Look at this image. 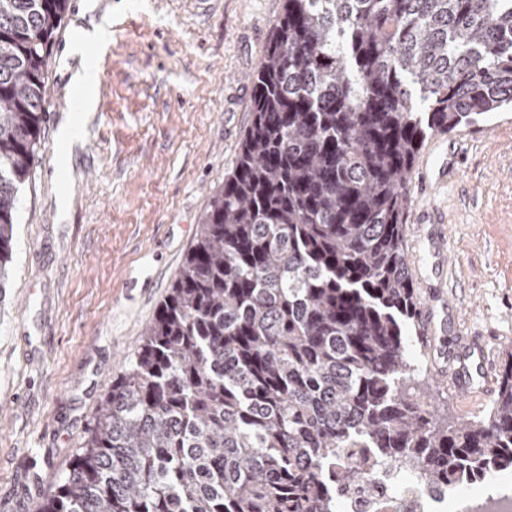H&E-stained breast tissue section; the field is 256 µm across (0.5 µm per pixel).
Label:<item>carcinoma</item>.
<instances>
[{
  "label": "carcinoma",
  "instance_id": "carcinoma-1",
  "mask_svg": "<svg viewBox=\"0 0 512 512\" xmlns=\"http://www.w3.org/2000/svg\"><path fill=\"white\" fill-rule=\"evenodd\" d=\"M66 3L0 0V298ZM253 78L238 163L42 512H337L370 448L433 488L512 471V352L479 419L408 397L404 249L426 134L512 107V0H285Z\"/></svg>",
  "mask_w": 512,
  "mask_h": 512
}]
</instances>
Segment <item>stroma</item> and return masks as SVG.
Segmentation results:
<instances>
[{
  "label": "stroma",
  "instance_id": "obj_1",
  "mask_svg": "<svg viewBox=\"0 0 512 512\" xmlns=\"http://www.w3.org/2000/svg\"><path fill=\"white\" fill-rule=\"evenodd\" d=\"M283 0H68L46 60L42 144L19 192L0 300V512H41L100 402L177 277L211 193L235 169L253 72ZM91 67L92 109L73 76ZM70 124L77 139L61 142ZM451 185L408 189L405 242L418 305L445 233L440 288L454 336L512 352V112L461 128ZM413 391L436 417L484 415L420 352Z\"/></svg>",
  "mask_w": 512,
  "mask_h": 512
}]
</instances>
